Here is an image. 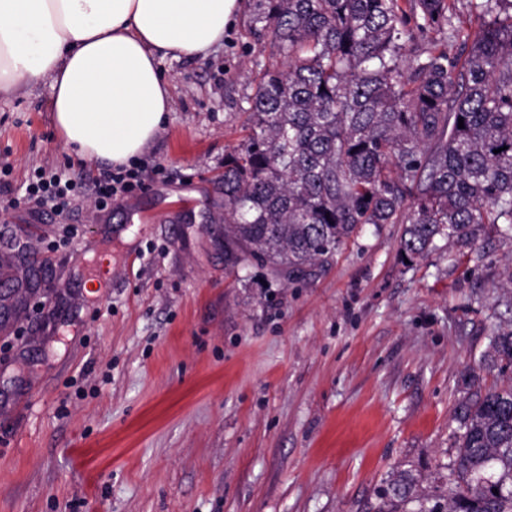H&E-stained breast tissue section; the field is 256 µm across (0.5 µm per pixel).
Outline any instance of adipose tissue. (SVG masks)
I'll list each match as a JSON object with an SVG mask.
<instances>
[{"label": "adipose tissue", "mask_w": 512, "mask_h": 512, "mask_svg": "<svg viewBox=\"0 0 512 512\" xmlns=\"http://www.w3.org/2000/svg\"><path fill=\"white\" fill-rule=\"evenodd\" d=\"M238 0H0V91L52 80V118L81 159L126 165L170 109L158 56H207Z\"/></svg>", "instance_id": "ef3b65f1"}]
</instances>
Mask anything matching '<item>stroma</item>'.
Segmentation results:
<instances>
[{
    "instance_id": "35a3bbf8",
    "label": "stroma",
    "mask_w": 512,
    "mask_h": 512,
    "mask_svg": "<svg viewBox=\"0 0 512 512\" xmlns=\"http://www.w3.org/2000/svg\"><path fill=\"white\" fill-rule=\"evenodd\" d=\"M240 0L223 43L159 59L171 106L141 190L67 211L0 195V512H370L400 462L449 463L463 378L512 330V239L404 262L365 225L316 277L224 262V155L252 80L280 63ZM50 79L0 94L16 195L54 166L91 184ZM142 224L122 223L125 210Z\"/></svg>"
}]
</instances>
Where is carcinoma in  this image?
<instances>
[{"label":"carcinoma","mask_w":512,"mask_h":512,"mask_svg":"<svg viewBox=\"0 0 512 512\" xmlns=\"http://www.w3.org/2000/svg\"><path fill=\"white\" fill-rule=\"evenodd\" d=\"M455 2L253 0L283 62L254 79L248 134L224 156L228 264L304 281L366 224L405 225L410 261L512 233V0L473 4L472 34ZM482 362L511 369L512 332ZM464 386L447 473L426 491L421 466H397L376 512H512V381Z\"/></svg>","instance_id":"carcinoma-1"}]
</instances>
